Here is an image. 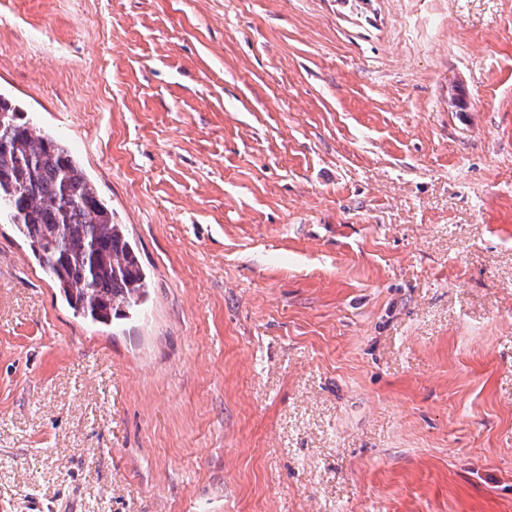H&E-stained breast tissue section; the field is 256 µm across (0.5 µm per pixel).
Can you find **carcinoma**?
<instances>
[{
    "instance_id": "obj_1",
    "label": "carcinoma",
    "mask_w": 512,
    "mask_h": 512,
    "mask_svg": "<svg viewBox=\"0 0 512 512\" xmlns=\"http://www.w3.org/2000/svg\"><path fill=\"white\" fill-rule=\"evenodd\" d=\"M21 115L0 94V220L28 243L75 313L101 324L129 319L149 297L136 243L70 148Z\"/></svg>"
}]
</instances>
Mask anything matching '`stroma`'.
I'll return each mask as SVG.
<instances>
[{"label": "stroma", "mask_w": 512, "mask_h": 512, "mask_svg": "<svg viewBox=\"0 0 512 512\" xmlns=\"http://www.w3.org/2000/svg\"><path fill=\"white\" fill-rule=\"evenodd\" d=\"M0 94L150 279L0 222V512H512V0H0Z\"/></svg>", "instance_id": "1"}]
</instances>
